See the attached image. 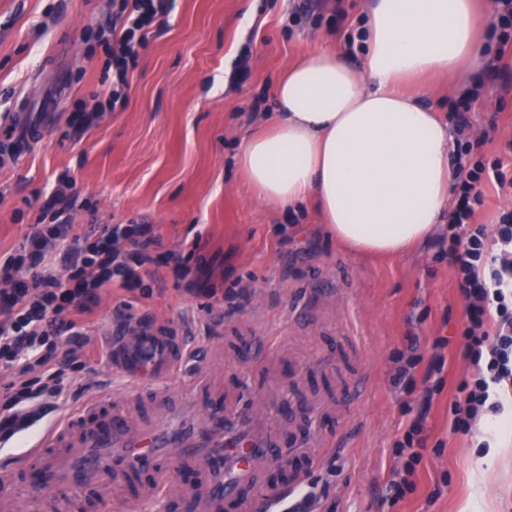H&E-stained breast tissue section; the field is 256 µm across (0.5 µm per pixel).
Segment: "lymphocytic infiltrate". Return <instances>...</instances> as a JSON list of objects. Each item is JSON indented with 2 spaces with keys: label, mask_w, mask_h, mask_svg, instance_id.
Masks as SVG:
<instances>
[{
  "label": "lymphocytic infiltrate",
  "mask_w": 512,
  "mask_h": 512,
  "mask_svg": "<svg viewBox=\"0 0 512 512\" xmlns=\"http://www.w3.org/2000/svg\"><path fill=\"white\" fill-rule=\"evenodd\" d=\"M121 27L113 36L112 72L126 85L138 50L168 13L166 0H117ZM473 84L454 104V202L448 211V259L466 300L465 357L478 369L452 403L451 434H469L478 420L502 414L512 383V214L494 233L474 223L473 199L491 181L512 188L502 159H472L465 117L481 94ZM161 240L149 224H37L0 258V440L24 433L48 414L65 412L70 388L94 354L82 318L113 287L135 290L160 265ZM60 260L66 276L50 264Z\"/></svg>",
  "instance_id": "f902f5d3"
}]
</instances>
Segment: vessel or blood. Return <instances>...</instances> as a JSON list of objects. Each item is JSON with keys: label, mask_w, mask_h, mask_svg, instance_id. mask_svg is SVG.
<instances>
[{"label": "vessel or blood", "mask_w": 512, "mask_h": 512, "mask_svg": "<svg viewBox=\"0 0 512 512\" xmlns=\"http://www.w3.org/2000/svg\"><path fill=\"white\" fill-rule=\"evenodd\" d=\"M109 343L113 373L135 385L166 379L188 357L182 332L154 316L127 323ZM167 398L156 392L152 413L135 418L110 395H97L26 453L1 462L0 489H11L24 472L39 498L52 499L63 490L82 494L112 471H147L142 499L164 510L178 467L191 472L198 512H284L317 458L307 455L304 468L289 470L266 398L217 391L202 405L185 399L171 415Z\"/></svg>", "instance_id": "1"}]
</instances>
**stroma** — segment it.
Wrapping results in <instances>:
<instances>
[{
  "mask_svg": "<svg viewBox=\"0 0 512 512\" xmlns=\"http://www.w3.org/2000/svg\"><path fill=\"white\" fill-rule=\"evenodd\" d=\"M366 5L171 0L166 24L140 51L125 106L85 129L81 112L112 96V0H0V253L31 225L59 223L52 193L74 182L71 223L153 225L163 250L188 255L217 292L187 294L169 273L144 279L139 292L113 289L86 319L93 343L108 350L127 305L189 335L196 356L169 379L173 395L190 392L205 370L216 389L252 380L256 393L276 394L270 415L292 444L328 411L327 444L315 448L319 464L299 491L314 512H512V418L449 432L456 387L476 368L461 355L465 300L448 263L447 224L402 256L353 254L310 208L253 200L235 166L240 137L276 111L285 69L360 31ZM468 118L473 159L493 160L512 141V66L485 75ZM269 336L279 339L278 357L255 366L251 347ZM413 336L426 361L445 360L427 404L426 361L414 388L395 380ZM82 376L74 407L114 388L140 412L144 392L114 376L105 355ZM419 416L412 448L421 459L398 497L390 482L408 457L396 444Z\"/></svg>",
  "mask_w": 512,
  "mask_h": 512,
  "instance_id": "1",
  "label": "stroma"
}]
</instances>
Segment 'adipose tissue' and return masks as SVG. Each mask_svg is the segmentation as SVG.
<instances>
[{"instance_id":"obj_1","label":"adipose tissue","mask_w":512,"mask_h":512,"mask_svg":"<svg viewBox=\"0 0 512 512\" xmlns=\"http://www.w3.org/2000/svg\"><path fill=\"white\" fill-rule=\"evenodd\" d=\"M367 17L362 63L330 49L290 66L236 164L258 202L309 205L341 246L397 255L431 234L454 179L453 136L420 82L467 80L482 21L475 0H370Z\"/></svg>"}]
</instances>
